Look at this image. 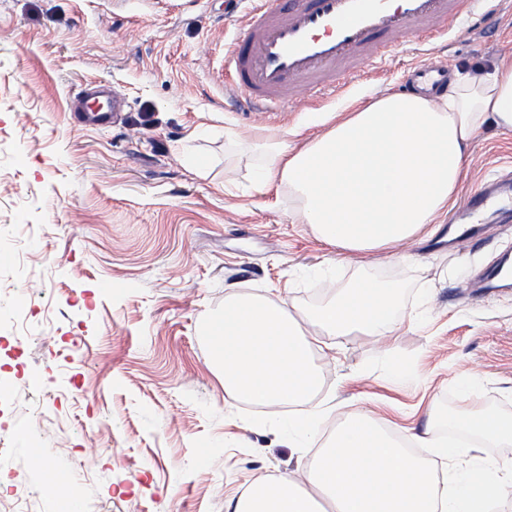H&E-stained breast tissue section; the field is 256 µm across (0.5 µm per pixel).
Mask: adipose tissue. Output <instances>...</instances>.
Instances as JSON below:
<instances>
[{
    "label": "adipose tissue",
    "instance_id": "adipose-tissue-1",
    "mask_svg": "<svg viewBox=\"0 0 512 512\" xmlns=\"http://www.w3.org/2000/svg\"><path fill=\"white\" fill-rule=\"evenodd\" d=\"M302 146L256 140L263 186L286 185L299 219L349 262L433 237L459 203L470 147L484 126L512 131V57L451 72L431 96L388 94L323 120ZM397 287L360 277L319 304L293 313L261 294L224 300L216 358L226 394L257 407H305L289 418L288 445L306 448L321 418L310 401L321 383L316 335L375 338L402 325ZM438 421L485 441L512 443V418L485 410ZM428 457L411 453L366 412L342 414L312 461L260 476L230 499V512H490L512 486V459L470 456L416 435Z\"/></svg>",
    "mask_w": 512,
    "mask_h": 512
}]
</instances>
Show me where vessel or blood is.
<instances>
[{
    "instance_id": "b4317fda",
    "label": "vessel or blood",
    "mask_w": 512,
    "mask_h": 512,
    "mask_svg": "<svg viewBox=\"0 0 512 512\" xmlns=\"http://www.w3.org/2000/svg\"><path fill=\"white\" fill-rule=\"evenodd\" d=\"M503 0H258L249 22L224 50V69L236 89L234 105L247 112H274L288 84L312 93L336 95L347 84L370 76L367 55L381 41L393 53L409 40L435 46L477 22L498 28ZM446 86L444 71L422 64L404 88ZM512 194L496 185L468 198L471 216L502 210Z\"/></svg>"
}]
</instances>
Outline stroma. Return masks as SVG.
<instances>
[{
	"instance_id": "obj_1",
	"label": "stroma",
	"mask_w": 512,
	"mask_h": 512,
	"mask_svg": "<svg viewBox=\"0 0 512 512\" xmlns=\"http://www.w3.org/2000/svg\"><path fill=\"white\" fill-rule=\"evenodd\" d=\"M252 0H0V496L20 512H225L252 479L292 470L279 426L289 412L224 392L212 329L233 293L308 308L360 276L400 283L413 325L378 340L321 336L313 353L325 407L371 410L385 430H433V411L478 407L512 417V288L487 270L512 257V209L451 241L409 243L397 259L332 267L336 251L300 223L287 186L259 187L256 137H313L317 120L397 91L407 65L491 66L512 56L505 26L412 41L381 57L383 78L310 102L300 85L279 111L229 112L224 47ZM92 83L124 107L108 125L82 122ZM512 172V131L472 144L469 195ZM28 312L15 348L9 317ZM413 374L396 384L388 358ZM479 376L477 397L460 381ZM62 481L52 494L45 480Z\"/></svg>"
}]
</instances>
